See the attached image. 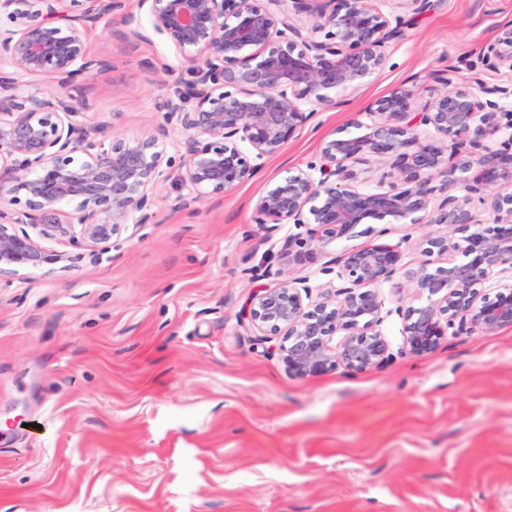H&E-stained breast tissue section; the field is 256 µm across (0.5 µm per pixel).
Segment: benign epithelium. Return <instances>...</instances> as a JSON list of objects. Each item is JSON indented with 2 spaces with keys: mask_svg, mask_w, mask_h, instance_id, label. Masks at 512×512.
<instances>
[{
  "mask_svg": "<svg viewBox=\"0 0 512 512\" xmlns=\"http://www.w3.org/2000/svg\"><path fill=\"white\" fill-rule=\"evenodd\" d=\"M139 2L187 77L157 104L162 121L150 134L112 140L99 125L76 123L65 93L100 65L89 34L124 12L126 0H0V62L13 68L0 70V276L72 262L49 242L97 255L126 224L148 223L154 189L174 167L194 201L251 180L312 107L356 90L381 66L383 48L403 36L401 20H387L365 0H291V12L285 0ZM320 31L322 40L314 37ZM480 56L485 68L512 73V29ZM19 75L47 76L56 86L20 98L13 94ZM436 79L448 89L421 108L410 87L378 98L379 120L360 135L323 142L319 162L288 173L257 204L256 224L307 226L305 236L284 242L287 266L312 262L371 220L415 222L438 190L445 196L430 223L454 228L424 241L429 255H455L446 266L408 269L398 245H353L333 257L341 285L322 301L304 304L302 279L253 295L249 326L282 337L295 376L340 365L362 372L391 359L377 330V288L397 274L425 298L399 311L405 355L424 357L448 335L512 327V285L486 291L492 276L512 273V81L490 85L476 76L473 91L452 86L445 73ZM175 128L184 133L177 158L164 148ZM370 158L391 162L401 183L380 191L354 186L353 166ZM435 175L444 177L438 188ZM69 204L73 217L64 211ZM477 205L495 213L493 223L475 222Z\"/></svg>",
  "mask_w": 512,
  "mask_h": 512,
  "instance_id": "7a95c632",
  "label": "benign epithelium"
}]
</instances>
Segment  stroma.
I'll return each instance as SVG.
<instances>
[{
    "instance_id": "obj_1",
    "label": "stroma",
    "mask_w": 512,
    "mask_h": 512,
    "mask_svg": "<svg viewBox=\"0 0 512 512\" xmlns=\"http://www.w3.org/2000/svg\"><path fill=\"white\" fill-rule=\"evenodd\" d=\"M406 22L380 69L343 103L319 107L261 173L191 201L177 173L150 223L128 225L97 259L0 278V512H512V328L448 336L403 355L397 311L421 296L382 283L379 330L394 358L361 373H289L279 337L259 344L240 312L252 267L306 279L308 303L338 286L329 255L283 267L297 224H254L260 198L316 161L323 141L373 122L372 102L407 85L440 94L437 70L470 87L479 50L512 22V0H369ZM147 10L101 22L100 68L67 91L76 122L145 136L182 68ZM430 212L390 225L404 261L446 233Z\"/></svg>"
}]
</instances>
